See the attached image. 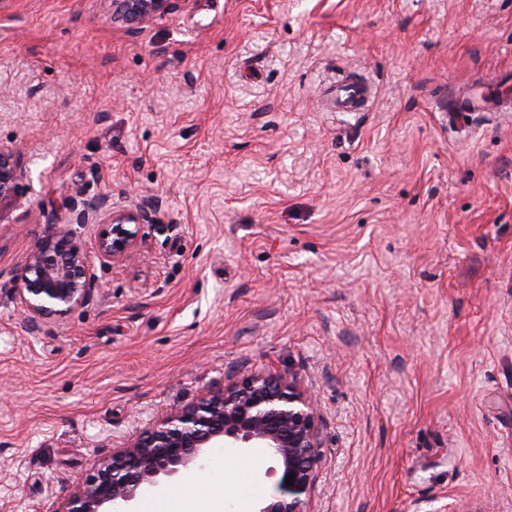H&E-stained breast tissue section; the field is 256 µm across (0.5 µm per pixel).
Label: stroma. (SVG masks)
<instances>
[{"instance_id": "obj_1", "label": "stroma", "mask_w": 512, "mask_h": 512, "mask_svg": "<svg viewBox=\"0 0 512 512\" xmlns=\"http://www.w3.org/2000/svg\"><path fill=\"white\" fill-rule=\"evenodd\" d=\"M371 84L365 112L321 92ZM512 0H0V512L241 368L317 397L313 512H512ZM148 208L134 261L30 331L49 225ZM112 16L141 24L168 10L172 0H112ZM14 151L0 146V202L15 192L16 184L21 177V168L14 162Z\"/></svg>"}]
</instances>
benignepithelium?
<instances>
[{
	"mask_svg": "<svg viewBox=\"0 0 512 512\" xmlns=\"http://www.w3.org/2000/svg\"><path fill=\"white\" fill-rule=\"evenodd\" d=\"M172 0H112V16L141 24L168 10ZM21 177L14 151L0 146V201L13 195ZM148 210L116 209L109 198L86 203L77 227L51 224L45 240L29 254L16 278L20 314L33 330L64 318L100 292L94 261H130L137 255L140 225ZM94 224L88 252L81 230ZM318 404L297 373L269 364L245 370L235 383L207 390L145 428L130 444L96 456L85 478L52 512H136L138 499L162 479L199 474L216 448H261L280 470V495L263 500L256 512H312L322 468ZM294 485H285L289 474Z\"/></svg>",
	"mask_w": 512,
	"mask_h": 512,
	"instance_id": "obj_1",
	"label": "benign epithelium"
}]
</instances>
